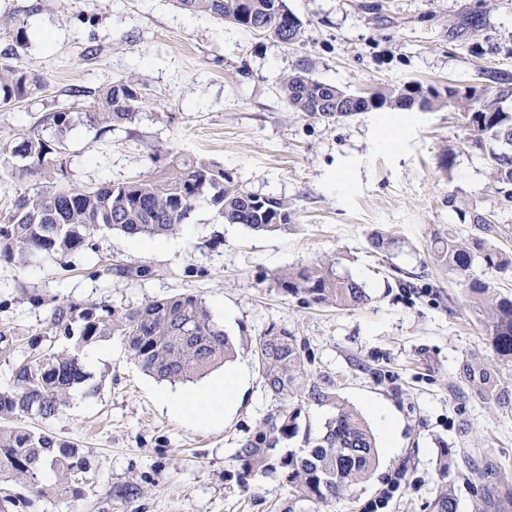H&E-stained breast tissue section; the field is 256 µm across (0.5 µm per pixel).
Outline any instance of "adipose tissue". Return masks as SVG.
Segmentation results:
<instances>
[{"mask_svg": "<svg viewBox=\"0 0 512 512\" xmlns=\"http://www.w3.org/2000/svg\"><path fill=\"white\" fill-rule=\"evenodd\" d=\"M244 377L243 368L225 371L223 378L209 383L200 393H185L177 397L160 394L159 400L170 415L193 425H220L224 415L237 400Z\"/></svg>", "mask_w": 512, "mask_h": 512, "instance_id": "adipose-tissue-1", "label": "adipose tissue"}]
</instances>
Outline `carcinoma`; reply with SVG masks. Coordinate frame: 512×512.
<instances>
[{"label":"carcinoma","instance_id":"carcinoma-1","mask_svg":"<svg viewBox=\"0 0 512 512\" xmlns=\"http://www.w3.org/2000/svg\"><path fill=\"white\" fill-rule=\"evenodd\" d=\"M191 13H204L249 31L263 33L285 44L295 43L300 20L285 0H177ZM311 65L301 61L282 83L287 105L313 117L349 116L363 110H433L453 106L464 112L470 141L488 159L498 190L512 196V83L497 76L494 91L477 87L440 91L419 83L394 86L369 96L349 94L309 76ZM36 72L0 63V104L20 103L46 89ZM142 95L129 80H118L99 91L93 111L72 115L63 108L48 120L58 134L74 119H86L107 132L131 123ZM63 140L51 147L37 131L11 148L20 160L15 175L34 169L47 182L22 196L7 222L0 225V255L22 266L42 256L98 252L103 233L120 231L130 237L155 239L178 230L200 200H207L227 224H241L256 232L288 228L294 212L288 199L254 193L224 166L204 158L169 153L160 175L99 187L61 186L53 183ZM509 227L493 216L472 212L471 236L448 231L431 240L434 258L448 277L465 288L473 311L484 317L491 346L502 362H512V298L492 290L489 282L472 273L474 263L487 271L512 272V254L496 241ZM117 270L132 281L156 275L149 266L104 268ZM277 289L308 305L358 308L369 295L360 284L336 272V261L317 258L290 267L275 277ZM110 336L119 337L145 372L171 383L192 382L234 357V346L215 323L205 301L192 294L146 299L136 306L62 301L49 313L44 329L29 340L42 355L17 364L9 380L0 385V481H21L39 495L40 475L51 470L58 476V492L80 490L79 476L90 471V455L43 430L25 425L28 419H48L67 406L71 392L88 386L91 373L83 359L85 348ZM64 338L69 347L60 352L51 345ZM252 355L265 387L283 405L267 415L259 430L235 452L241 479L282 475L295 500L324 503L342 491L364 483L376 465V440L360 413L343 404L324 381L311 378L304 347L284 329L271 327L255 339ZM462 374L483 400L500 401L505 379L477 354L470 355ZM305 399L332 405L336 415L316 434L300 430V408ZM303 435L305 447L281 451L279 445Z\"/></svg>","mask_w":512,"mask_h":512}]
</instances>
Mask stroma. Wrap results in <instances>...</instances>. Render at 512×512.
<instances>
[{
	"instance_id": "35a3bbf8",
	"label": "stroma",
	"mask_w": 512,
	"mask_h": 512,
	"mask_svg": "<svg viewBox=\"0 0 512 512\" xmlns=\"http://www.w3.org/2000/svg\"><path fill=\"white\" fill-rule=\"evenodd\" d=\"M302 23L294 44L260 35L176 0H0V62L33 69L47 92L0 107V146L33 131L55 141L44 118L60 107L89 111L94 94L119 79L142 95L136 120L101 133L76 122L61 136L64 181L87 186L121 182L155 170L168 151L203 156L234 173L248 190L287 198L295 212L287 230L253 232L224 223L199 201L175 251L135 246L110 232L98 253L44 256L21 266L0 258V383L29 353L27 338L42 329L47 299L135 305L147 297L202 296L214 321L235 342L237 362L252 361L257 336L276 326L305 343L313 377L333 382L345 404L371 429V408L395 422L392 442L378 441L371 478L320 504H290L283 477L241 480L235 452L279 407L256 369L248 371L235 411L223 425L194 427L162 411L158 392L198 390L150 377L119 338L88 370L99 389L75 391L68 407L34 427L89 452L79 493L44 494L22 483L0 492L27 500L20 512H433L444 492L456 512H512V402L478 398L459 375L473 352L495 360L486 327L462 287L430 252L434 232H470L471 210L496 212L512 225V201L499 194L484 156L471 148L462 112L371 111L323 119L289 111L281 83L299 60L312 76L353 94L406 82L436 88L489 87L490 76L512 80V0H286ZM28 42L18 45L17 27ZM0 153V225L39 171L16 178ZM456 207H449V198ZM396 239L372 248L374 231ZM218 237L217 248L205 240ZM148 265L155 277L134 282L97 275L100 257ZM332 256L338 273L366 289L369 302L352 309L305 306L278 291L277 272ZM411 285L397 287V273ZM448 454V472L437 458ZM137 485L120 498L117 487Z\"/></svg>"
}]
</instances>
